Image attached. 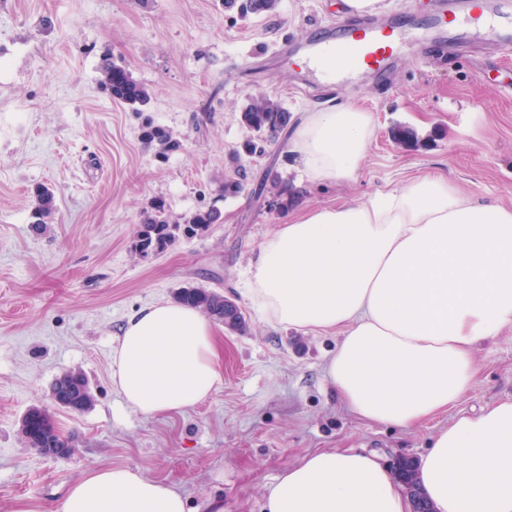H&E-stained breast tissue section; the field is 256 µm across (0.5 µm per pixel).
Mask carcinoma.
<instances>
[{
  "instance_id": "1",
  "label": "carcinoma",
  "mask_w": 512,
  "mask_h": 512,
  "mask_svg": "<svg viewBox=\"0 0 512 512\" xmlns=\"http://www.w3.org/2000/svg\"><path fill=\"white\" fill-rule=\"evenodd\" d=\"M224 7L235 8L246 17L250 14L274 11L277 0H224ZM101 70V85L113 100L128 105L135 112L145 111L151 99L150 93L123 65L105 57L101 63ZM241 121L247 129L263 134L266 140L272 142L288 128L292 115L279 102L262 97L249 100L242 109ZM392 138L397 144L405 147H416L420 142L417 131L406 125L394 127ZM143 139L149 144L158 145L159 154L162 156L178 151L182 147L181 140L149 122L144 126ZM269 190L277 195L281 210L287 209L296 195L293 188L276 179L270 181ZM34 195L36 204L32 210L33 223L44 224L53 210V194L48 188L38 186L34 189ZM220 218V211L208 207L184 213L178 220L172 221L165 201L154 200L144 212L142 224L139 225L133 242L134 250L138 254H160L172 246L181 233L193 235L206 231L210 225L218 223ZM176 301L195 307L236 331L243 329L245 325L244 317L237 307L224 299V295L219 292L195 286L183 287L177 293ZM52 391L55 394L63 393L64 407L74 412H84L93 404L88 380L78 372H68L59 376L52 386ZM20 433L28 447L48 456L57 457L62 454L63 449L71 447L66 437L55 432L47 412L38 407L30 409L24 416ZM398 473L404 479L407 488L419 498L420 512H433L413 480L412 461L405 459L400 462Z\"/></svg>"
}]
</instances>
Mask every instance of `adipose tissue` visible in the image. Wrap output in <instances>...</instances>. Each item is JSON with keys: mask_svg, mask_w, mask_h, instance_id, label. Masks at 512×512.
<instances>
[{"mask_svg": "<svg viewBox=\"0 0 512 512\" xmlns=\"http://www.w3.org/2000/svg\"><path fill=\"white\" fill-rule=\"evenodd\" d=\"M373 136L348 105L306 112L290 150L309 182L350 180ZM249 293L268 322L341 338L325 374L359 418L411 428L470 388L474 347L512 325V207L477 204L425 176L357 205L305 210L265 238ZM112 384L132 410L175 412L223 382L201 312L157 302L129 317ZM434 512H512V399L456 416L415 472ZM405 485L379 456L317 451L264 488V512H409ZM59 512H188L170 483L128 467L92 468Z\"/></svg>", "mask_w": 512, "mask_h": 512, "instance_id": "1", "label": "adipose tissue"}]
</instances>
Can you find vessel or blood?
Wrapping results in <instances>:
<instances>
[{"label":"vessel or blood","instance_id":"obj_1","mask_svg":"<svg viewBox=\"0 0 512 512\" xmlns=\"http://www.w3.org/2000/svg\"><path fill=\"white\" fill-rule=\"evenodd\" d=\"M461 43L483 40L504 53L512 52V0H437L434 10L420 24H377L366 17L346 16L324 26L321 36L306 47L310 58L320 63L316 73L343 80L365 67L385 76L398 44L430 48L432 41Z\"/></svg>","mask_w":512,"mask_h":512}]
</instances>
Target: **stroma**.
Instances as JSON below:
<instances>
[{
    "label": "stroma",
    "instance_id": "obj_1",
    "mask_svg": "<svg viewBox=\"0 0 512 512\" xmlns=\"http://www.w3.org/2000/svg\"><path fill=\"white\" fill-rule=\"evenodd\" d=\"M336 2L279 0L243 18L221 0H0V512L22 500L57 512L68 485L103 464L173 484L189 512H262L265 485L309 453L363 449L393 468L419 460L456 415L512 398L510 325L475 350L476 377L447 411L411 429L362 421L324 376L338 334L267 323L249 297L250 263L287 217L259 193L268 174L300 189L296 211L360 203L424 176L512 206V55L402 50L387 84L363 73L315 81L289 49L336 20ZM106 53L147 86V117L181 150L158 157L141 139L143 117L101 91ZM257 91L295 115L344 103L368 112L374 133L353 179L309 183L284 135L262 155L239 156L250 135L241 111ZM401 124L423 145L395 144ZM239 164L243 191L218 197ZM39 185L52 189L55 210L37 233ZM157 198L171 219L214 205L222 221L141 257L132 242ZM187 285L224 294L246 328L215 323L224 376L211 397L136 413L112 385L117 338L133 312ZM70 371L94 396L81 413L51 397ZM33 407L53 417L72 456L26 446L20 423Z\"/></svg>",
    "mask_w": 512,
    "mask_h": 512
}]
</instances>
